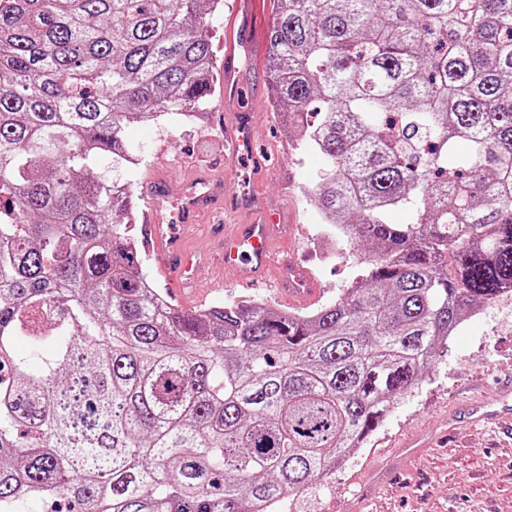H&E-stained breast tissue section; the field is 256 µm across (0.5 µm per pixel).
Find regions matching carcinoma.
<instances>
[{"instance_id": "cac0c4a2", "label": "carcinoma", "mask_w": 512, "mask_h": 512, "mask_svg": "<svg viewBox=\"0 0 512 512\" xmlns=\"http://www.w3.org/2000/svg\"><path fill=\"white\" fill-rule=\"evenodd\" d=\"M222 8L0 0V512H269L512 296V0H280L274 103L324 161L320 215L371 249L307 314L162 297L124 131L205 118Z\"/></svg>"}]
</instances>
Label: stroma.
I'll return each mask as SVG.
<instances>
[{"mask_svg": "<svg viewBox=\"0 0 512 512\" xmlns=\"http://www.w3.org/2000/svg\"><path fill=\"white\" fill-rule=\"evenodd\" d=\"M268 44L236 49L233 91L216 90L202 122L132 123L125 138L138 165L126 168L122 180L142 191L145 178L159 173L168 201L181 198L185 180L207 177L215 162L224 164V192L248 198L281 212L291 235L276 238L280 252L294 254L314 274L319 304L334 302L359 271L363 254L352 247L332 251L321 243L318 213L305 191L317 180L320 155L300 144L293 130L273 113L266 78ZM259 112L251 145L232 161L224 159V124L235 114ZM208 215L182 231L203 268L188 287L167 284L155 254H147L143 270L156 288L180 308L194 311L240 301L269 303L299 312L277 288H245L226 282L223 267L212 260L218 245L203 230ZM512 380V304L494 302L465 315L460 330L439 348L438 357L421 380L398 398L377 430L360 447L348 449L332 473L315 481L291 512H512V428L470 418L465 405ZM453 417L447 447L418 449L415 461L402 464L390 483L369 491L370 482L389 462L398 460L403 443Z\"/></svg>", "mask_w": 512, "mask_h": 512, "instance_id": "stroma-1", "label": "stroma"}]
</instances>
